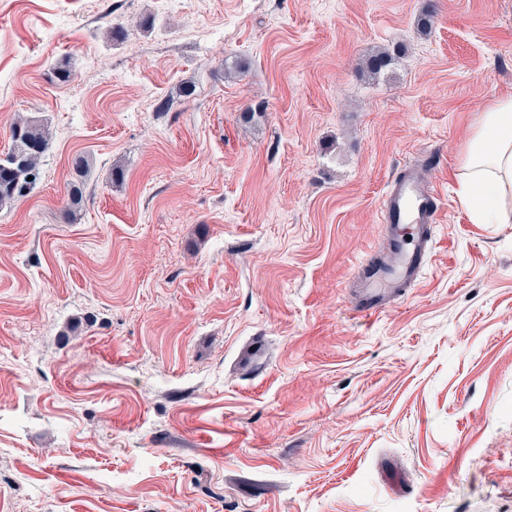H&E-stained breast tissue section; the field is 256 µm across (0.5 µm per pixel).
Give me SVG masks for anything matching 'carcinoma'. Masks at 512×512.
Returning a JSON list of instances; mask_svg holds the SVG:
<instances>
[{
  "label": "carcinoma",
  "instance_id": "cac0c4a2",
  "mask_svg": "<svg viewBox=\"0 0 512 512\" xmlns=\"http://www.w3.org/2000/svg\"><path fill=\"white\" fill-rule=\"evenodd\" d=\"M393 61L392 53L378 52L366 59L373 75L382 73ZM11 148L0 157V209L25 198L40 179V161L47 150L45 128L36 121L17 123L10 128Z\"/></svg>",
  "mask_w": 512,
  "mask_h": 512
}]
</instances>
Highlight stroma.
I'll use <instances>...</instances> for the list:
<instances>
[{
	"label": "stroma",
	"instance_id": "35a3bbf8",
	"mask_svg": "<svg viewBox=\"0 0 512 512\" xmlns=\"http://www.w3.org/2000/svg\"><path fill=\"white\" fill-rule=\"evenodd\" d=\"M424 2L0 0V156L50 132L0 210V512H512V223L458 196L512 0ZM424 151L434 254L356 315ZM10 140V150L0 157V209L12 206L33 190L48 146L45 128L32 120L13 124ZM28 177L33 180L28 181Z\"/></svg>",
	"mask_w": 512,
	"mask_h": 512
}]
</instances>
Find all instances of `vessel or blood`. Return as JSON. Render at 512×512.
Masks as SVG:
<instances>
[{"instance_id":"b4317fda","label":"vessel or blood","mask_w":512,"mask_h":512,"mask_svg":"<svg viewBox=\"0 0 512 512\" xmlns=\"http://www.w3.org/2000/svg\"><path fill=\"white\" fill-rule=\"evenodd\" d=\"M430 164L409 165L384 193L380 222L387 259L363 267L355 311L373 316L387 308L390 298L414 287L431 249L432 226L438 223L442 193L429 175Z\"/></svg>"}]
</instances>
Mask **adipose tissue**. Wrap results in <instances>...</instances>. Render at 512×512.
I'll return each mask as SVG.
<instances>
[{
	"label": "adipose tissue",
	"instance_id": "ef3b65f1",
	"mask_svg": "<svg viewBox=\"0 0 512 512\" xmlns=\"http://www.w3.org/2000/svg\"><path fill=\"white\" fill-rule=\"evenodd\" d=\"M459 196L474 223H512V96L481 109L462 157Z\"/></svg>",
	"mask_w": 512,
	"mask_h": 512
}]
</instances>
